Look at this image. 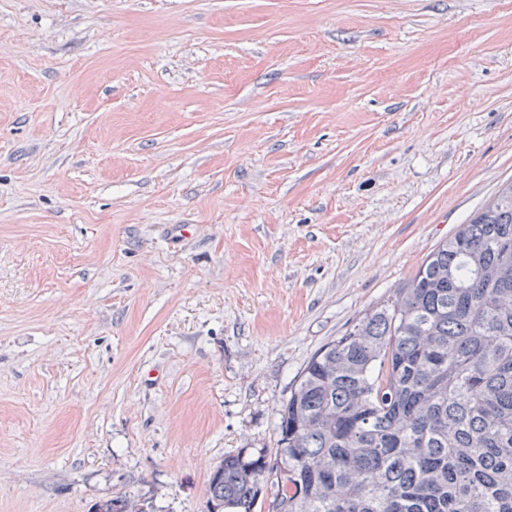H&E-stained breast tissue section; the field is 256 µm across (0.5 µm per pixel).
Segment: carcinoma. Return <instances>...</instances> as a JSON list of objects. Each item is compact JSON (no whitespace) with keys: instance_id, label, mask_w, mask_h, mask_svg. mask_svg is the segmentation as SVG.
Instances as JSON below:
<instances>
[{"instance_id":"cac0c4a2","label":"carcinoma","mask_w":512,"mask_h":512,"mask_svg":"<svg viewBox=\"0 0 512 512\" xmlns=\"http://www.w3.org/2000/svg\"><path fill=\"white\" fill-rule=\"evenodd\" d=\"M277 433L224 456L208 512H262L269 480L274 512H512V182L312 354Z\"/></svg>"}]
</instances>
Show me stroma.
<instances>
[{
    "mask_svg": "<svg viewBox=\"0 0 512 512\" xmlns=\"http://www.w3.org/2000/svg\"><path fill=\"white\" fill-rule=\"evenodd\" d=\"M509 180L512 0H0V512H208Z\"/></svg>",
    "mask_w": 512,
    "mask_h": 512,
    "instance_id": "1",
    "label": "stroma"
}]
</instances>
